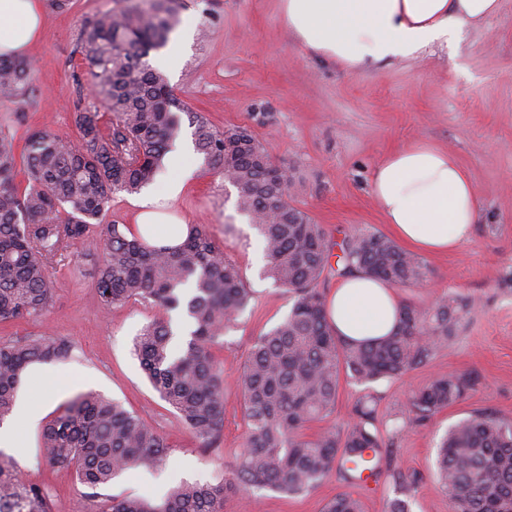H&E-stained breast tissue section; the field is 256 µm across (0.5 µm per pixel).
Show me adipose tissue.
<instances>
[{"label": "adipose tissue", "instance_id": "obj_1", "mask_svg": "<svg viewBox=\"0 0 512 512\" xmlns=\"http://www.w3.org/2000/svg\"><path fill=\"white\" fill-rule=\"evenodd\" d=\"M501 9V0H283L282 17L313 54L358 74L398 60H418ZM42 0H0V56L23 58L42 39ZM192 175L181 167L163 195L139 194L133 230L157 245L180 243L187 221L172 207ZM372 194L394 237L423 254L440 255L468 242L480 206L472 180L447 150L426 142L399 148L376 166ZM401 303L393 288L357 272L327 300L338 335L367 340L393 332Z\"/></svg>", "mask_w": 512, "mask_h": 512}]
</instances>
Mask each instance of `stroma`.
I'll list each match as a JSON object with an SVG mask.
<instances>
[{"instance_id": "obj_1", "label": "stroma", "mask_w": 512, "mask_h": 512, "mask_svg": "<svg viewBox=\"0 0 512 512\" xmlns=\"http://www.w3.org/2000/svg\"><path fill=\"white\" fill-rule=\"evenodd\" d=\"M119 0H69L47 7L46 30L32 49L31 87L22 101L0 98V132L23 144L29 130L47 128L70 140L78 132L72 115L91 102V76L77 49L86 16ZM184 46L168 44L176 57L166 70L169 86L214 129L249 127L271 160L291 173L289 202L338 241L355 230L388 233L371 193L375 166L391 151L417 141L448 149L467 170L480 204L469 242L446 255H428L423 283L398 288L403 304L420 308L462 297L471 307L439 346L430 364L397 380L362 386L341 377L333 412L324 423L345 429L354 404L372 395L377 419L399 417L412 393L438 373L472 378L457 404L423 424H411L388 439L390 452L371 489L328 476L301 495L273 491L229 494L224 512H323L341 492L359 499L363 512H389L393 474L415 476L411 512H449L435 481L436 445L450 425L478 412L512 421V0L500 13L435 55L398 61L348 74L298 44L281 14V0H180ZM194 179L174 207L189 223L206 225L224 256L239 269L252 304L224 337L217 356L224 362V434L218 447L204 448L175 418L143 373L133 340L153 319L154 308L129 301L103 313L94 275L102 242L93 237L74 248L71 262L52 274L53 305L37 321L0 324V336L52 335L68 339L72 356L33 366L20 392L39 405L41 419L13 449L27 483L46 487L53 512H91L94 500L72 469L47 466L40 453L43 423L78 393L93 390L138 414L166 440L161 469L135 467L100 488V500L142 497L161 503L179 481L220 484L245 447L247 421L239 376L256 336L281 321L293 298L265 278L256 260L262 237L237 206V192L216 170L204 171L186 157ZM62 381L64 390L54 388Z\"/></svg>"}]
</instances>
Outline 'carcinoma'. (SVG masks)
I'll use <instances>...</instances> for the list:
<instances>
[{
  "label": "carcinoma",
  "mask_w": 512,
  "mask_h": 512,
  "mask_svg": "<svg viewBox=\"0 0 512 512\" xmlns=\"http://www.w3.org/2000/svg\"><path fill=\"white\" fill-rule=\"evenodd\" d=\"M179 0H147L97 13L83 23L78 46L90 66L97 96L112 113L105 125L95 106H76L79 140L34 130L16 153L14 137L0 134V323L36 319L53 299L54 265L100 232L103 259L95 273L100 307L129 300L150 303L155 318L134 339L133 351L154 389L205 448L224 432V371L215 350L237 315L253 300L237 268L204 224H191L182 243L156 247L117 224L103 225L112 195L135 194L155 182L173 151L183 121L194 128L201 166L218 169L237 191L241 211L256 221L265 245L266 274L294 297L288 315L258 336L240 376L248 432L240 461L220 485L183 480L161 504L117 498L98 512H223L228 491L271 490L300 495L331 472L350 484L370 470L380 475L389 449L371 401L353 407L340 431L310 422L334 409L340 373L370 385L398 379L428 364L466 310L463 298L422 310L401 308L397 331L369 342L336 335L326 318L320 280L331 245L323 227L288 202V179L246 127L211 128L172 93L165 74L143 58L165 47L179 22ZM31 65L0 57V96L25 99ZM22 160L28 183L15 181ZM342 268L393 286L425 279L422 260L385 235L359 229L339 244ZM72 344L53 336L0 340V423L10 418L26 369L66 359ZM463 374L439 373L408 400L396 434L459 402L471 388ZM40 448L51 467H72L79 484L108 485L138 465L158 467L167 444L121 404L98 393L77 394L45 424ZM437 475L450 512H512V423L476 413L454 424L437 451ZM14 457L0 450V512H51L48 493L20 478ZM401 497L390 512H411L416 482L394 478ZM325 512H362L347 493Z\"/></svg>",
  "instance_id": "1"
}]
</instances>
